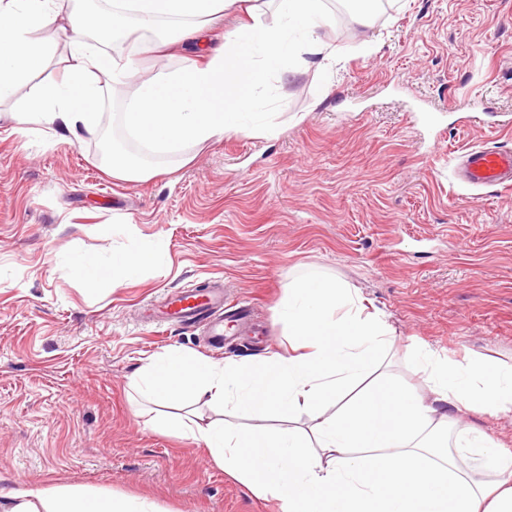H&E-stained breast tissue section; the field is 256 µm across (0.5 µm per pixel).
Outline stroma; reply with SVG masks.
Returning <instances> with one entry per match:
<instances>
[{
	"instance_id": "1",
	"label": "stroma",
	"mask_w": 512,
	"mask_h": 512,
	"mask_svg": "<svg viewBox=\"0 0 512 512\" xmlns=\"http://www.w3.org/2000/svg\"><path fill=\"white\" fill-rule=\"evenodd\" d=\"M343 60L271 82L281 132H231L186 146L190 161L122 181L99 150L122 126L103 84L99 131L14 132L0 106V488L81 487L156 512H280L227 475L200 443L146 428L130 381L187 350L246 362L289 352L278 313L315 271L347 284L391 330L384 372L419 391L425 347L512 366V188L454 185L451 158L512 148V0H378L336 34ZM152 247L138 279L102 269L89 290L76 256ZM221 282L262 324L227 347L204 324L146 322L172 292Z\"/></svg>"
}]
</instances>
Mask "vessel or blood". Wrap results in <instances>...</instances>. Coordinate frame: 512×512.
<instances>
[{
  "label": "vessel or blood",
  "mask_w": 512,
  "mask_h": 512,
  "mask_svg": "<svg viewBox=\"0 0 512 512\" xmlns=\"http://www.w3.org/2000/svg\"><path fill=\"white\" fill-rule=\"evenodd\" d=\"M451 175L463 187H512V150L498 146L471 148L453 158ZM167 319L191 323L208 319L214 344L224 342V290L216 285L205 293L174 294L164 311Z\"/></svg>",
  "instance_id": "vessel-or-blood-1"
}]
</instances>
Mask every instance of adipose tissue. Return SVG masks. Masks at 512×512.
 Masks as SVG:
<instances>
[{
  "instance_id": "1",
  "label": "adipose tissue",
  "mask_w": 512,
  "mask_h": 512,
  "mask_svg": "<svg viewBox=\"0 0 512 512\" xmlns=\"http://www.w3.org/2000/svg\"><path fill=\"white\" fill-rule=\"evenodd\" d=\"M105 2L88 19L62 12L58 0H0V102L45 65L51 45L38 31L60 22L70 32L61 78L16 101L18 124L62 129L78 140L96 135L105 76L113 89L131 86L123 126L149 153L229 132L274 137L278 115L261 105L269 81H286L314 62L328 68L338 52L318 36L332 25L323 0H264L270 20L253 7L248 21L222 33L215 23L236 0ZM91 23L111 50L88 37ZM165 47L190 51L189 62L140 76L138 55ZM159 260L143 249L113 253L107 263L134 280ZM107 263L75 258L72 275L96 287ZM278 312L292 354L222 365L173 349L152 359L131 382L158 407L149 426L202 443L255 494L281 500L283 512H512V456L462 418L512 410V368L426 352L424 395L379 376L389 328L343 282L295 279ZM229 403L254 426L184 412L189 404ZM302 414L315 421L311 435L289 426ZM270 417L283 428L267 429ZM460 455L480 460L481 470L462 471ZM8 498L10 512H154L144 501L56 485L13 490Z\"/></svg>"
}]
</instances>
